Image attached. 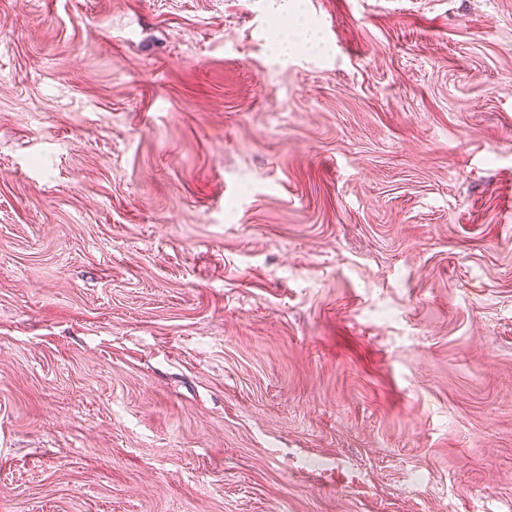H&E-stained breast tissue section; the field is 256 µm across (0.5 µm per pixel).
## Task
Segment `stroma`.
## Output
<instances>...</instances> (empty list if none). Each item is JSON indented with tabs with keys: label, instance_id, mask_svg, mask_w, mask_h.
I'll return each mask as SVG.
<instances>
[{
	"label": "stroma",
	"instance_id": "35a3bbf8",
	"mask_svg": "<svg viewBox=\"0 0 512 512\" xmlns=\"http://www.w3.org/2000/svg\"><path fill=\"white\" fill-rule=\"evenodd\" d=\"M0 0V512H512V0Z\"/></svg>",
	"mask_w": 512,
	"mask_h": 512
}]
</instances>
